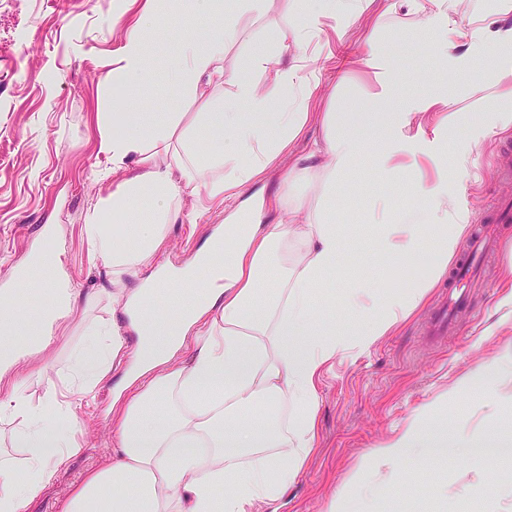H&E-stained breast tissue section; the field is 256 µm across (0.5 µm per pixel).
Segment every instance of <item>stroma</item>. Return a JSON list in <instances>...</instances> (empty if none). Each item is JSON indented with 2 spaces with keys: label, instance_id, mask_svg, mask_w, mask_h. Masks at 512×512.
<instances>
[{
  "label": "stroma",
  "instance_id": "35a3bbf8",
  "mask_svg": "<svg viewBox=\"0 0 512 512\" xmlns=\"http://www.w3.org/2000/svg\"><path fill=\"white\" fill-rule=\"evenodd\" d=\"M446 2L456 23L512 27V0ZM376 15L374 5L356 0L342 40L328 30L306 32L308 75L319 85L317 111H394V104H377L368 70L343 62L346 46L364 45L373 26H380L394 48L403 94L440 90L466 111L440 143V156L449 166V196L474 219L494 197H512V184L498 178L500 162L512 159V130L490 139L482 134L491 114L504 107L495 93L499 52L476 56L465 45L445 51L424 27L422 14L401 10L381 21ZM301 18L298 0H273L270 8L246 15L239 14L237 0H224V12L217 16L162 10L145 45L151 76L129 91L110 81L121 46L118 31L128 19L121 0H0V292L14 289L15 268L35 251L57 254L79 292L107 288L102 263L84 232L87 210L112 189V158L99 150L102 122L129 102L151 124L164 123L171 112L200 111L201 100L180 95L170 73L186 31L236 20L237 35L224 55L225 67L231 68ZM383 193L398 213L427 223L425 209L404 182L382 191L368 157L361 160L323 206L334 223L357 225L358 235L350 268L330 278L316 297L317 317L351 323L340 298L354 281L377 287L392 283L405 290L426 276L429 260L424 257L389 281L388 261L376 256L373 202ZM221 221L218 215L197 221L185 214L172 225L158 264L189 261ZM500 231L501 248L483 272V286L471 289L472 314L463 318L457 335L435 337L427 330L429 314L448 294L442 284L398 331L368 351L337 355L319 387L315 447L289 486L281 512H329L339 496L344 512H363L366 485L382 490L377 512H512V457H493L483 449L491 442L512 443V380H490L481 387L468 382L471 372L512 347V306L502 302L508 293L504 271L512 263V223ZM99 320L128 328L125 316L109 303L76 309L54 352L34 357L37 375H21L23 393L38 403L47 390L66 391L69 356L83 342L86 327ZM122 376V369H113L111 382L99 387L95 398L70 396L80 451L25 512H61L72 487L111 454L110 407ZM415 421L452 436L467 433L481 448H452L443 458L414 453L394 470L366 468L369 449ZM355 474L359 484L347 486Z\"/></svg>",
  "mask_w": 512,
  "mask_h": 512
}]
</instances>
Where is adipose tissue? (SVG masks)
<instances>
[{
  "label": "adipose tissue",
  "instance_id": "obj_1",
  "mask_svg": "<svg viewBox=\"0 0 512 512\" xmlns=\"http://www.w3.org/2000/svg\"><path fill=\"white\" fill-rule=\"evenodd\" d=\"M157 0H145L136 19L122 26V47L112 71L115 84L133 88L149 70L142 46L153 28ZM305 24L289 23L276 44L248 54L234 70L224 68V46L234 25L192 30L173 59L179 86L190 97L232 85L234 94L198 113L203 140L175 142L184 115L171 113L163 126L143 124L137 113L116 112L112 122L123 136L104 132L100 150L112 157L111 193L85 215L93 253L102 260L110 288L88 295L87 303L107 298L131 313L130 327L142 344L127 352L121 330L108 321L91 324L74 351L70 372L77 392L94 394L125 356V394L111 410L118 446L111 460L88 471L74 486L62 512H280L289 485L300 475L316 433L319 382L336 356L373 346L426 300L448 276V261L466 234V221L449 222L460 204L446 189L448 166L435 153L462 119L447 95L433 93L405 101L396 112L380 113L375 131L382 145L375 161L386 182L410 177L415 196L432 220H396L385 198L375 206L376 248L380 257L432 258L429 277L405 292H374L364 282L349 288L343 303L358 319L352 334L335 324L316 326L314 289L341 268L352 233L311 210L301 186L319 179L330 196L338 179L357 159L362 137L353 114L320 113L323 136L307 158H290V148L312 116L308 105L294 112H272L254 74L271 72L281 84L305 82L304 28L340 32L354 0H319ZM294 65H285L286 56ZM363 63L372 70L377 98H393L398 82L392 51L368 39ZM288 166H281L282 157ZM278 173L280 190L269 199L279 211L275 223H261L246 209L247 186ZM147 199L151 211L141 224L126 226L129 243L117 245L104 216L116 204L133 209ZM197 215L224 218V247L207 245L204 267L220 282L203 306L149 309L144 288H130L153 264L169 225L180 222L185 205ZM48 275L51 301L40 312L37 331L0 341V416L18 420L14 447L25 449L24 466L0 459V512H24L76 452L74 412L55 393L32 405L15 377L37 354L50 349L80 298L61 273L58 256L39 252L26 259ZM275 287H267L269 271ZM188 364L168 370L181 349ZM473 447L461 433L455 439L411 423L386 445L372 449L367 462L392 468L421 448Z\"/></svg>",
  "mask_w": 512,
  "mask_h": 512
}]
</instances>
